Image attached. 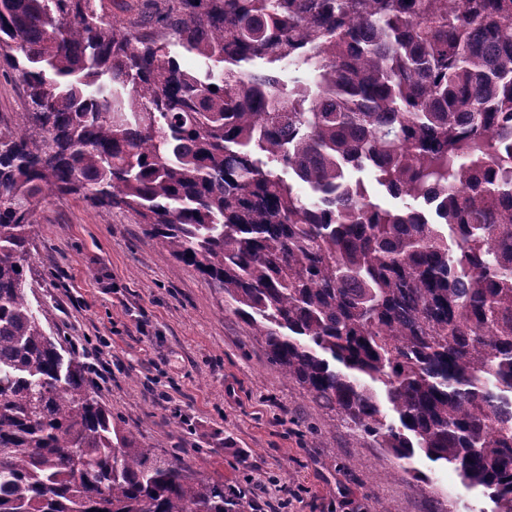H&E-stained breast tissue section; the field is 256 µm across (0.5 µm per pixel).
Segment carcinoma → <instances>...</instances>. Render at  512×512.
I'll return each mask as SVG.
<instances>
[{
	"mask_svg": "<svg viewBox=\"0 0 512 512\" xmlns=\"http://www.w3.org/2000/svg\"><path fill=\"white\" fill-rule=\"evenodd\" d=\"M451 4L152 0L124 22L106 0H0L24 90L23 125L0 116V512L244 508L113 425L46 332L31 217L59 195L135 215L415 481L422 453L512 512V0ZM350 168L431 211L380 207Z\"/></svg>",
	"mask_w": 512,
	"mask_h": 512,
	"instance_id": "1",
	"label": "carcinoma"
}]
</instances>
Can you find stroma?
Segmentation results:
<instances>
[{"mask_svg": "<svg viewBox=\"0 0 512 512\" xmlns=\"http://www.w3.org/2000/svg\"><path fill=\"white\" fill-rule=\"evenodd\" d=\"M31 277L48 332L78 351L109 344L89 390L112 421L245 491L244 512H489L457 473L419 456L428 485L357 438L273 367L207 280L128 212L72 195L35 208Z\"/></svg>", "mask_w": 512, "mask_h": 512, "instance_id": "1", "label": "stroma"}]
</instances>
